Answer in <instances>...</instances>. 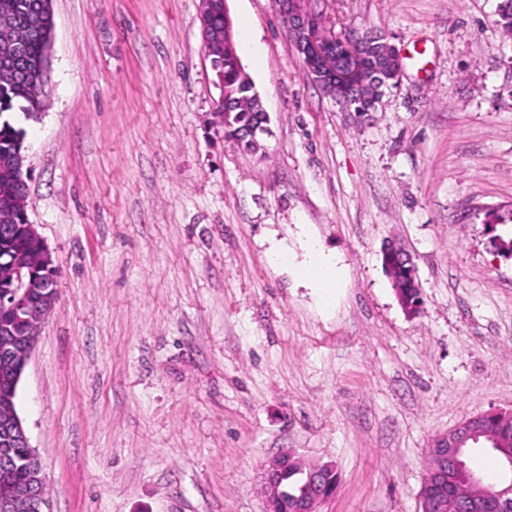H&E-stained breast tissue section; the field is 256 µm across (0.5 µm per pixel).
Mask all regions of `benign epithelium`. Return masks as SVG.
<instances>
[{"label":"benign epithelium","instance_id":"benign-epithelium-1","mask_svg":"<svg viewBox=\"0 0 512 512\" xmlns=\"http://www.w3.org/2000/svg\"><path fill=\"white\" fill-rule=\"evenodd\" d=\"M312 0H275L281 23L286 27L291 44L303 64L307 81L320 87L327 95L336 99L345 109L356 103L378 96L380 80L384 77L396 85L402 74V59L399 50L381 37L353 34L341 37L327 25L323 11L311 6ZM15 19L7 7L0 8V41H9ZM385 46V55L377 60L371 55V47ZM25 229L41 251L42 266H55L52 253L37 232L35 225ZM386 264L399 268V277L394 280L401 304L410 312L419 308L415 300L420 298L421 286L417 271L408 255L399 247L389 245L384 251ZM5 265L8 277L0 289V311L13 316L24 331L0 340V361L9 367L12 385L17 387L35 349L41 326L48 309L57 301V289L52 281L45 280L36 268L20 258L12 257ZM456 437L448 440V434L437 436L432 447L453 448V465L456 470L467 473L470 484L480 486L484 479L467 471L463 449L479 444L480 433L461 421L455 428ZM0 435L8 442L21 444L24 449L23 462L26 470L25 484L0 494V512H50L44 486L46 477L36 449L29 443L26 429L17 410L0 418ZM304 462L290 454L274 459L266 472L263 493L266 512L273 507L283 493L281 475L292 465ZM498 495L485 500L468 499L462 503L466 512H508L512 509V457L505 459L502 475L498 479ZM335 490H328L316 497L298 500L297 512H317V506L330 498Z\"/></svg>","mask_w":512,"mask_h":512}]
</instances>
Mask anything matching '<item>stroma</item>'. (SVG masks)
I'll list each match as a JSON object with an SVG mask.
<instances>
[{
	"label": "stroma",
	"mask_w": 512,
	"mask_h": 512,
	"mask_svg": "<svg viewBox=\"0 0 512 512\" xmlns=\"http://www.w3.org/2000/svg\"><path fill=\"white\" fill-rule=\"evenodd\" d=\"M500 2L325 0L336 35L403 57L360 117L304 79L274 0H226L269 117L250 153L213 115L200 0H52L25 146L58 300L17 400L51 512H266L287 451L335 465L319 512H418L433 439L512 412V259L490 244L512 236ZM312 241L333 287L297 275ZM386 266L394 265L399 268V277L394 280L401 304L410 312H415L420 303L414 301L420 298L421 286L417 271L408 255L396 245H388L383 253ZM305 465L306 463L296 459L291 454H284L274 459L266 472L263 493L266 499V511L273 512V507L280 500L283 493L281 475L292 465Z\"/></svg>",
	"instance_id": "35a3bbf8"
}]
</instances>
